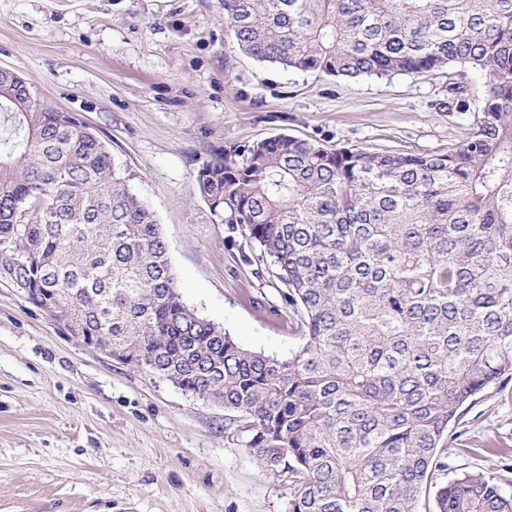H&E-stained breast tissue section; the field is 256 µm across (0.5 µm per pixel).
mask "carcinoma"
<instances>
[{
    "mask_svg": "<svg viewBox=\"0 0 512 512\" xmlns=\"http://www.w3.org/2000/svg\"><path fill=\"white\" fill-rule=\"evenodd\" d=\"M260 63L337 78L484 77L446 153L332 148L282 135L200 167V197L275 266L300 317L279 359L182 300L152 209L72 112L0 81V273L81 312L76 330L235 413L246 448L288 481V512H512L445 448L512 382V0H222Z\"/></svg>",
    "mask_w": 512,
    "mask_h": 512,
    "instance_id": "cac0c4a2",
    "label": "carcinoma"
}]
</instances>
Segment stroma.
<instances>
[{"mask_svg": "<svg viewBox=\"0 0 512 512\" xmlns=\"http://www.w3.org/2000/svg\"><path fill=\"white\" fill-rule=\"evenodd\" d=\"M0 69L77 114L133 176L183 301L245 348L286 358L298 319L270 267L245 263L196 172L229 146L290 135L369 151L462 142L484 87L441 72L336 79L259 63L221 0H0ZM455 466L512 447V385L458 426ZM223 405L84 345L0 274V512H288Z\"/></svg>", "mask_w": 512, "mask_h": 512, "instance_id": "obj_1", "label": "stroma"}]
</instances>
